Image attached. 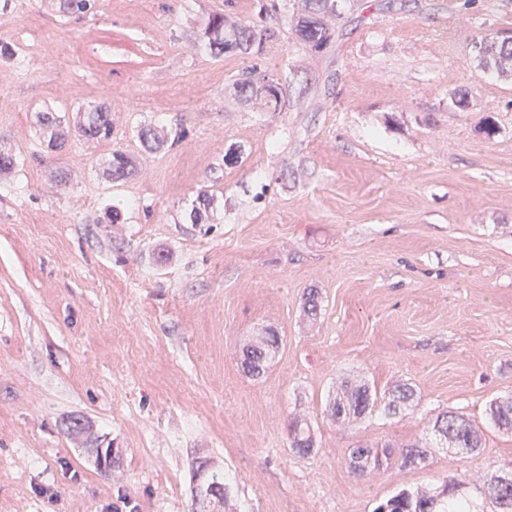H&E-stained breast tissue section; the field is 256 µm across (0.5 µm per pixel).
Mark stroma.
Here are the masks:
<instances>
[{
	"mask_svg": "<svg viewBox=\"0 0 512 512\" xmlns=\"http://www.w3.org/2000/svg\"><path fill=\"white\" fill-rule=\"evenodd\" d=\"M276 3L263 62L286 105L268 112L233 89L249 56L195 48L209 13L256 22L258 0H97L80 20L0 0V150L24 158L0 178V512H194L204 461L236 512H374L512 472V432L485 419L512 394V78L475 48L512 31V0H347L319 51ZM90 102L111 140L49 152L38 112L72 123ZM177 123L178 146H141V126ZM116 149L136 171L114 185ZM268 329L281 345L254 378L237 352ZM347 377L415 395L339 424ZM448 411L480 448L441 446ZM414 442L426 458L403 464ZM359 444L393 454L359 474ZM290 447L297 450L295 453L301 456L311 454L315 441L306 422L296 417L288 426Z\"/></svg>",
	"mask_w": 512,
	"mask_h": 512,
	"instance_id": "obj_1",
	"label": "stroma"
}]
</instances>
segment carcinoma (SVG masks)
Instances as JSON below:
<instances>
[{
	"instance_id": "obj_1",
	"label": "carcinoma",
	"mask_w": 512,
	"mask_h": 512,
	"mask_svg": "<svg viewBox=\"0 0 512 512\" xmlns=\"http://www.w3.org/2000/svg\"><path fill=\"white\" fill-rule=\"evenodd\" d=\"M300 13L295 23L298 39L314 50L326 47L335 33L333 20L339 17V0H299ZM95 0H60V13L64 18L83 17L93 13ZM278 30L263 24H227L224 14L214 12L208 15L204 25L203 46L212 58H220L226 53L239 51L257 58L263 55L265 46L276 40ZM480 63L501 73L512 72V41L495 35H484L475 42ZM269 76L256 65L244 68L234 80L239 98L246 101L261 98L271 112H280L285 106V96L279 86L266 85ZM46 148L56 152L67 143L69 133L89 142H102L112 139V117L108 106L89 103L80 112L79 119L70 129L63 125L61 117L52 112L38 115ZM144 147L149 150L172 148L186 137V130L177 124L168 131L159 132L154 127H143L139 133ZM135 170L134 158L121 150L112 151L107 168V177L114 183L122 182ZM279 349V336L273 330L264 332L245 342L239 350L241 365L253 377L263 375ZM414 397L413 389L407 384L395 385L378 395L363 380L347 379L341 382L340 391L328 405V415L336 421L360 419L383 405V413L395 415ZM488 419L496 426L512 431V396H500L490 401L487 408ZM290 447L301 456L311 454L315 441L310 428L302 419L294 418L288 426ZM434 433L456 448H478L481 437L476 427L463 415L447 412L438 417ZM387 450L359 446L349 449L350 464L356 472H363L369 465H380L381 456ZM404 463L414 465L426 457V449L411 444L401 450ZM466 486L463 478L450 480L439 491L401 489L380 503L374 512H484L479 500L460 494ZM489 502L497 512H512V483Z\"/></svg>"
}]
</instances>
